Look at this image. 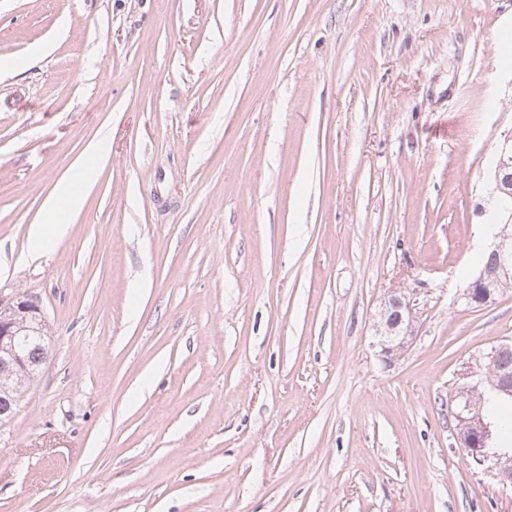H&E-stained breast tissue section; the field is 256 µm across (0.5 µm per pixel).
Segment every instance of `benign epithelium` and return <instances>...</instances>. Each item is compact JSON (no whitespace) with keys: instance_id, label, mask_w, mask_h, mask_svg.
I'll return each mask as SVG.
<instances>
[{"instance_id":"benign-epithelium-1","label":"benign epithelium","mask_w":512,"mask_h":512,"mask_svg":"<svg viewBox=\"0 0 512 512\" xmlns=\"http://www.w3.org/2000/svg\"><path fill=\"white\" fill-rule=\"evenodd\" d=\"M493 194L512 197V134L497 149L491 170ZM497 227L488 252L500 262L482 270L470 283L464 296L470 305L482 306L493 299L495 288L512 279V209L501 210L491 222ZM413 317L409 305L393 294L380 311L381 355L390 360L412 339ZM45 316L39 303L28 295L5 298L0 295V424L10 420L19 404L22 388L34 381L48 360L51 345L42 346L41 356L32 361L24 355L18 341L22 331L43 333ZM512 395V377L478 378L470 388L460 391L454 417L458 421L457 440L466 457L477 466L494 473L504 487H512V448H498L493 440V424L478 412L471 396L479 388Z\"/></svg>"}]
</instances>
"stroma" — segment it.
<instances>
[{
  "instance_id": "obj_1",
  "label": "stroma",
  "mask_w": 512,
  "mask_h": 512,
  "mask_svg": "<svg viewBox=\"0 0 512 512\" xmlns=\"http://www.w3.org/2000/svg\"><path fill=\"white\" fill-rule=\"evenodd\" d=\"M508 36L512 0H0V295L52 338L0 512H512L453 417L512 341V287L462 297ZM392 294L413 338L385 363ZM72 178L65 180L59 187L56 194L49 197L44 203L45 214L49 215L54 223H69L70 216L77 212L81 207V196L71 190ZM64 214V219H58V216Z\"/></svg>"
}]
</instances>
